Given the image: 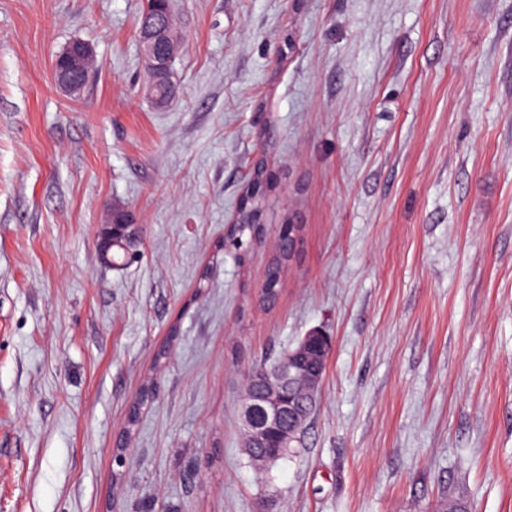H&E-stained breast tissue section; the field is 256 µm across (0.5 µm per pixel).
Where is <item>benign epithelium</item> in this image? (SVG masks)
<instances>
[{
  "label": "benign epithelium",
  "mask_w": 512,
  "mask_h": 512,
  "mask_svg": "<svg viewBox=\"0 0 512 512\" xmlns=\"http://www.w3.org/2000/svg\"><path fill=\"white\" fill-rule=\"evenodd\" d=\"M158 6L155 11L145 13L141 29L140 43L148 74L159 77L169 83L173 82L172 63L178 42L168 30L162 16L168 14L166 0H154ZM95 62L94 54L84 42L70 47L55 57L52 64L53 80L63 92L76 96L83 91ZM130 220L114 218L99 233V251L104 264L113 266L112 250H123L124 258L129 260L132 253L126 245ZM326 340L320 331H311L304 337V344L315 352L316 358L326 353L322 342ZM295 369L293 365L279 364L274 369L264 372L269 380L268 392L262 397L246 395L242 403L241 422L251 436L252 446L265 448L271 442L275 447L270 453L288 447L293 433L305 420L304 407L295 394H285L275 389L274 380L290 377Z\"/></svg>",
  "instance_id": "1"
}]
</instances>
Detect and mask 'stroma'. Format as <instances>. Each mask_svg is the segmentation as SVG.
I'll list each match as a JSON object with an SVG mask.
<instances>
[{
  "label": "stroma",
  "mask_w": 512,
  "mask_h": 512,
  "mask_svg": "<svg viewBox=\"0 0 512 512\" xmlns=\"http://www.w3.org/2000/svg\"><path fill=\"white\" fill-rule=\"evenodd\" d=\"M145 5L0 0V512H512V0H169L162 108ZM75 39L97 67L72 97ZM316 329L302 445L256 474L244 377ZM164 1L154 0V6H160V8L147 13L143 12L145 15L142 27L139 30V37L148 74L174 85L171 67L177 52L178 42L176 37H173V33L162 22V16L168 14V1ZM170 43L172 44V50L169 47ZM94 62L93 51L86 43L81 41L76 47H69L63 54H58L53 61L52 73L55 85L69 95H79L89 78ZM122 214L127 216V219L120 220L118 217L114 218L112 215V220L110 224H106L99 233V251L100 256L104 264L109 266H115V262L112 261V250L115 248H120L123 250L124 258L130 260L134 253H130L129 249L126 245V239L128 234V229L131 224L129 220V216L131 215L128 211L121 210ZM240 218H238V214L232 224H229L225 236L230 233V231L240 223ZM260 220L252 221V224H239L234 233L230 236L224 238V250H231L236 252H244L249 244V241L252 239L253 235L257 230V225L260 224ZM288 261H290L288 252L284 249H279L272 262V266L269 267L267 271L266 280L268 288L262 289L263 302L270 303L275 300L278 291L277 287L279 285V269L280 266L283 267ZM326 340L327 338L320 331H311L304 337L305 346L313 350L316 355V362L311 364L307 369V377L310 382L308 390L310 394L318 391L323 379L322 365L319 360L326 353L327 348L322 346V342Z\"/></svg>",
  "instance_id": "obj_1"
}]
</instances>
